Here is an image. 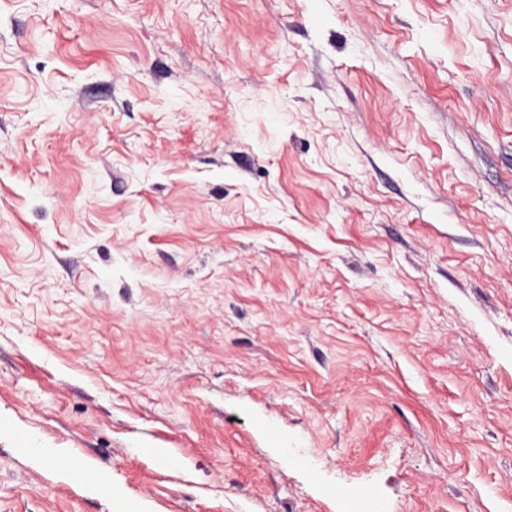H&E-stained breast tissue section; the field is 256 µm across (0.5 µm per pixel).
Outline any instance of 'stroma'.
Returning <instances> with one entry per match:
<instances>
[{
    "label": "stroma",
    "mask_w": 512,
    "mask_h": 512,
    "mask_svg": "<svg viewBox=\"0 0 512 512\" xmlns=\"http://www.w3.org/2000/svg\"><path fill=\"white\" fill-rule=\"evenodd\" d=\"M116 496L512 512V0H0V512Z\"/></svg>",
    "instance_id": "stroma-1"
}]
</instances>
